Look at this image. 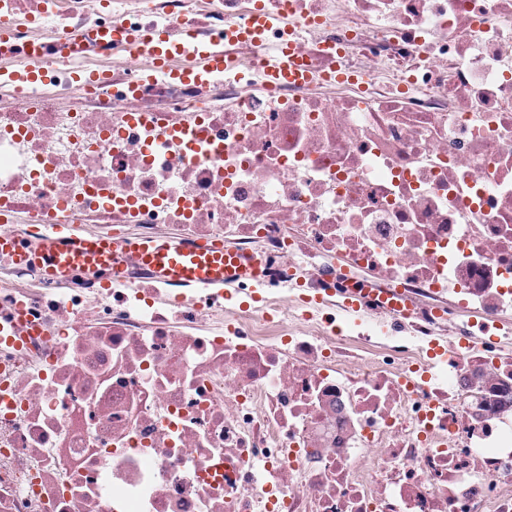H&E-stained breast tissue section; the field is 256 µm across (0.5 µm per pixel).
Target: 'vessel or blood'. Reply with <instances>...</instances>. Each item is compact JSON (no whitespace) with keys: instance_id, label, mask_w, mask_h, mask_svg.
Instances as JSON below:
<instances>
[{"instance_id":"obj_1","label":"vessel or blood","mask_w":512,"mask_h":512,"mask_svg":"<svg viewBox=\"0 0 512 512\" xmlns=\"http://www.w3.org/2000/svg\"><path fill=\"white\" fill-rule=\"evenodd\" d=\"M276 18L262 12H254L247 25L239 31L240 36L260 38L274 28ZM114 40L135 44L138 52L147 62L148 71L164 67L168 59L178 51L166 31H158L146 41L135 39L128 29L117 27L112 31ZM193 59L191 66L178 70V78L202 80L206 75L224 69L222 53L209 48H194L189 52ZM268 80L305 82L310 74L302 57L291 47H274L266 68ZM0 248L15 251L19 261L35 260L50 276L66 274L70 267L81 263L111 265L114 253L125 251L135 255L149 265L155 273L166 281L190 284L200 288H220L234 283L239 288H247L249 282L261 275L259 264L238 254L225 251L221 243L186 246L173 241L153 239H109L90 237L76 232L75 228H57L42 236V247L31 254L17 248L14 240L0 234Z\"/></svg>"}]
</instances>
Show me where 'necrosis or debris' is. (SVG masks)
I'll return each instance as SVG.
<instances>
[{
    "label": "necrosis or debris",
    "instance_id": "1",
    "mask_svg": "<svg viewBox=\"0 0 512 512\" xmlns=\"http://www.w3.org/2000/svg\"><path fill=\"white\" fill-rule=\"evenodd\" d=\"M281 27L227 32L255 8ZM0 230L222 243L257 303L0 252V512H512V0H0ZM230 66L140 81L103 33ZM288 41L311 78L266 84ZM46 83L14 81L28 49ZM105 72L78 87L76 69ZM373 306L345 331L331 290ZM112 37L115 41L124 42L126 44H133L137 51L147 61V69L145 73L150 75L152 72L163 68L165 70L168 59L176 53L179 48L193 58V64L181 70L173 72L174 77L183 80H196L202 79L211 73L221 72L224 70V55L210 47L199 48L196 47L187 50L182 44L173 43L165 30H160L154 36L147 40H137L131 31L122 27H114Z\"/></svg>",
    "mask_w": 512,
    "mask_h": 512
}]
</instances>
